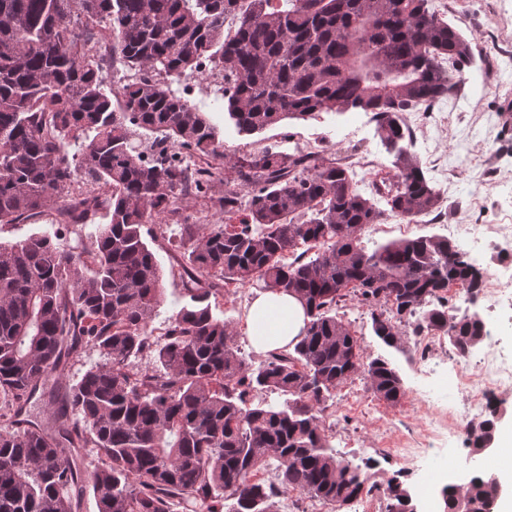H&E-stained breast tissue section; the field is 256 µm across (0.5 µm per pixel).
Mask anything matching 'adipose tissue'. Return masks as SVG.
<instances>
[{"mask_svg":"<svg viewBox=\"0 0 512 512\" xmlns=\"http://www.w3.org/2000/svg\"><path fill=\"white\" fill-rule=\"evenodd\" d=\"M307 322L302 301L293 295L262 292L253 300L247 317V334L261 352L296 343Z\"/></svg>","mask_w":512,"mask_h":512,"instance_id":"1","label":"adipose tissue"}]
</instances>
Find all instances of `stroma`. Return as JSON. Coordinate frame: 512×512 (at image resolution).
Returning a JSON list of instances; mask_svg holds the SVG:
<instances>
[{
    "instance_id": "stroma-1",
    "label": "stroma",
    "mask_w": 512,
    "mask_h": 512,
    "mask_svg": "<svg viewBox=\"0 0 512 512\" xmlns=\"http://www.w3.org/2000/svg\"><path fill=\"white\" fill-rule=\"evenodd\" d=\"M462 5L463 12L448 11L447 18L471 45L474 61L464 68L471 87L458 89L447 105L422 115L424 132L412 141L410 150L439 190L442 209L455 216L458 223L500 224L512 214V124L505 118L506 110L512 109V0H463ZM487 80L496 88L490 96L483 89ZM189 101L208 114L226 152L242 154L272 145L288 151L310 143L322 154L330 155L355 147L379 163L384 172L394 171L393 157L376 137L371 115L324 113L307 122L280 124L245 136L225 121L221 100L193 95ZM375 204L383 215L363 233L368 247L405 236L448 234L446 224L430 220L401 229L397 219L386 212L383 198H376ZM96 232L93 222L50 224L30 220L0 228V241L14 242L34 233H47L60 249L79 252L91 248ZM153 250L164 272L163 300L153 324L165 327L188 298L177 272V254L163 240L154 244ZM255 295V289L244 288L211 302L213 313L232 324L235 342L251 362L261 358L246 334ZM336 313L357 335L365 359L383 355L397 364L405 378L406 395L401 403L388 404L368 388L360 375L339 386L324 404L326 411L336 414L335 426L325 431L330 447L337 458L365 469L375 512H387V482L396 475L424 512H446L438 493L443 480L455 482L473 470L465 431H457L452 440H440L436 455L417 467L392 455L381 433L388 426L400 437L418 435L428 417L454 409L462 400L461 392L440 382L441 367L428 371L421 366L414 334H407L405 352L384 346L372 332L369 310L356 297L343 298Z\"/></svg>"
}]
</instances>
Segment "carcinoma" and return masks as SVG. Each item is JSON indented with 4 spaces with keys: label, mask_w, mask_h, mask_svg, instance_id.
Listing matches in <instances>:
<instances>
[{
    "label": "carcinoma",
    "mask_w": 512,
    "mask_h": 512,
    "mask_svg": "<svg viewBox=\"0 0 512 512\" xmlns=\"http://www.w3.org/2000/svg\"><path fill=\"white\" fill-rule=\"evenodd\" d=\"M82 25L153 79L106 91L80 47ZM472 59L434 0H0V227L49 215L80 173L112 186L91 249L63 251L47 234L0 243V512H76L88 487L99 512H276L274 499L290 491L354 502L366 478L327 445L322 403L358 373L391 405L405 384L389 358L362 362L337 303L356 296L388 348L403 350L412 321L470 352L485 323L451 314L442 292L458 283L477 300L485 270L435 235L367 249L363 232L382 212L346 164L302 149L229 155L206 113L170 83L208 62L224 68L225 115L243 135L323 112L373 113L395 168L376 193L413 222L440 194L404 146L400 115L448 101ZM141 133L162 145L154 162L137 150ZM184 154L200 162L203 198L210 159H224L232 233L196 224L168 233L162 217L183 197ZM159 237L181 257L189 302L154 342L164 288L150 241ZM231 285L300 297L305 335L248 362L211 308ZM88 346L103 362L43 420L24 416L40 384ZM143 357L151 366L135 369ZM254 390L283 401L255 404ZM499 406L469 431L474 449L496 434ZM87 446L98 454L89 474ZM265 467L277 482L256 478ZM387 491L390 512H408L407 488L392 480ZM442 492L448 512L461 496L484 512L494 496L477 474Z\"/></svg>",
    "instance_id": "1"
}]
</instances>
